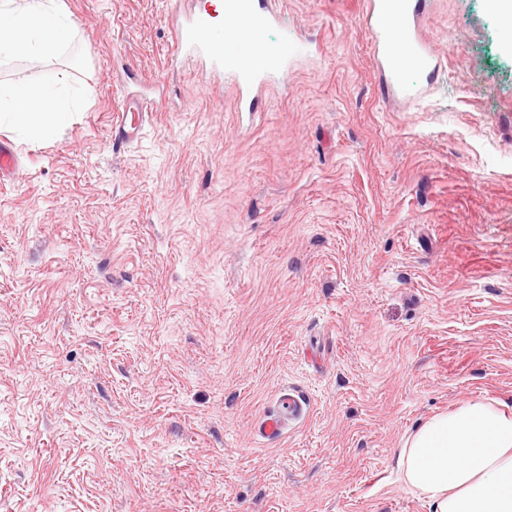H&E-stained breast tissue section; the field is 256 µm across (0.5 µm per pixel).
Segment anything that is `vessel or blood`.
I'll list each match as a JSON object with an SVG mask.
<instances>
[{
	"label": "vessel or blood",
	"instance_id": "1",
	"mask_svg": "<svg viewBox=\"0 0 512 512\" xmlns=\"http://www.w3.org/2000/svg\"><path fill=\"white\" fill-rule=\"evenodd\" d=\"M422 12L423 0H368L365 24L388 100L415 102L426 94V86L405 79L407 69H420L428 77L436 71L420 22ZM278 21L271 0H202L197 9L177 17L172 54L208 65L234 87L241 111L250 112L257 91L276 83L312 53L311 46L300 39L268 45L262 35ZM157 103L154 97L125 99L112 124L113 147L138 140ZM306 413L302 398L283 394L277 410L260 420L258 430L263 438L277 439L286 420L304 418Z\"/></svg>",
	"mask_w": 512,
	"mask_h": 512
}]
</instances>
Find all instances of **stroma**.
Listing matches in <instances>:
<instances>
[{"label": "stroma", "instance_id": "1", "mask_svg": "<svg viewBox=\"0 0 512 512\" xmlns=\"http://www.w3.org/2000/svg\"><path fill=\"white\" fill-rule=\"evenodd\" d=\"M80 101L0 123V512H431L406 438L512 407V43L490 0H427L439 69L381 97L367 0H275L311 60L240 111L169 54L194 0H59ZM164 86L113 149L123 97ZM309 406L269 442L282 392Z\"/></svg>", "mask_w": 512, "mask_h": 512}]
</instances>
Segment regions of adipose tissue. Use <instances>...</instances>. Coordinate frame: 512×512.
<instances>
[{
    "label": "adipose tissue",
    "mask_w": 512,
    "mask_h": 512,
    "mask_svg": "<svg viewBox=\"0 0 512 512\" xmlns=\"http://www.w3.org/2000/svg\"><path fill=\"white\" fill-rule=\"evenodd\" d=\"M76 34L57 0H0V59L49 58ZM74 107L64 70L35 84H0V117L35 137L52 135ZM399 466L432 512H512V412L472 402L435 415L407 439Z\"/></svg>",
    "instance_id": "1"
}]
</instances>
